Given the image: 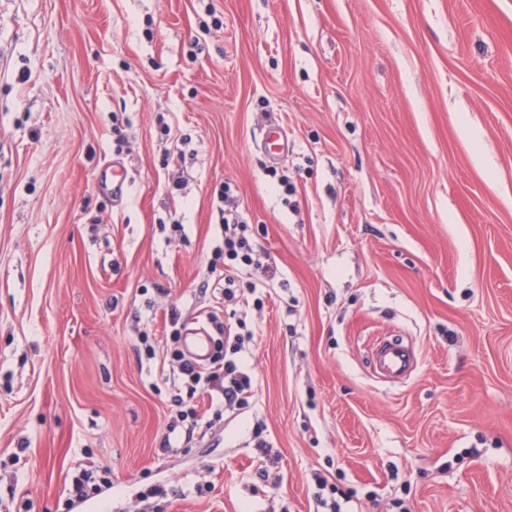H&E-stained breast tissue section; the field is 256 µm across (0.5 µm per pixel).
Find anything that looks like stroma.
Instances as JSON below:
<instances>
[{"label":"stroma","instance_id":"1","mask_svg":"<svg viewBox=\"0 0 512 512\" xmlns=\"http://www.w3.org/2000/svg\"><path fill=\"white\" fill-rule=\"evenodd\" d=\"M173 310L245 320L244 403L174 379ZM334 507L512 512V0H0V512ZM270 144L274 146L273 150L268 148ZM263 146L266 155L272 159L277 158L281 153H288V137L286 131L279 125H271L263 140ZM223 211L224 239L223 246H220L218 251L221 255L224 254V297L228 301H233L238 290L235 288H239L237 267L243 264L259 270L264 269V266L257 257L254 244L248 234V225L236 210L224 209ZM415 365L412 346L382 339L373 347V368L380 378L389 381L402 380L411 374Z\"/></svg>","mask_w":512,"mask_h":512}]
</instances>
